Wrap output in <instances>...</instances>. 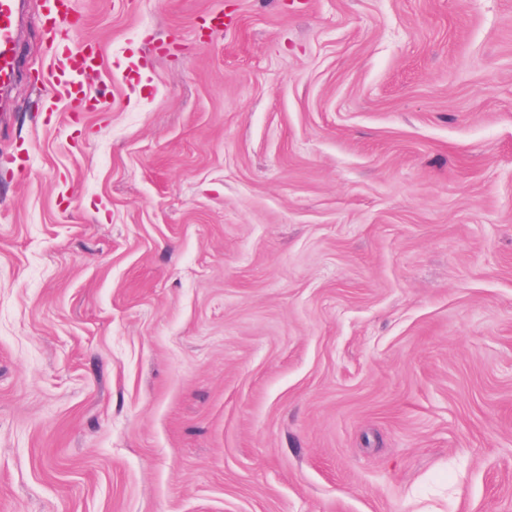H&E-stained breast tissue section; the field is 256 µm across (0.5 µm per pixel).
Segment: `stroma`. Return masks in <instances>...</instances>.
Returning a JSON list of instances; mask_svg holds the SVG:
<instances>
[{
  "label": "stroma",
  "mask_w": 512,
  "mask_h": 512,
  "mask_svg": "<svg viewBox=\"0 0 512 512\" xmlns=\"http://www.w3.org/2000/svg\"><path fill=\"white\" fill-rule=\"evenodd\" d=\"M72 4L107 108L25 0L0 112V512H512V0ZM71 0H48L43 16L45 28L67 36L57 46L52 66L41 82L49 95L62 93L69 103H81L87 97L84 77L90 71L99 72L105 66L100 45L91 39H79Z\"/></svg>",
  "instance_id": "35a3bbf8"
}]
</instances>
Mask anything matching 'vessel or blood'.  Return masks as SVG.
<instances>
[{"mask_svg":"<svg viewBox=\"0 0 512 512\" xmlns=\"http://www.w3.org/2000/svg\"><path fill=\"white\" fill-rule=\"evenodd\" d=\"M20 16L19 0H0V87H7L13 78L18 52L17 30ZM71 0H48L43 16L45 28L63 34L52 66L45 73L42 86L48 94H64L69 102L81 103L87 96L84 77L100 71L105 58L100 45L79 36Z\"/></svg>","mask_w":512,"mask_h":512,"instance_id":"obj_1","label":"vessel or blood"}]
</instances>
